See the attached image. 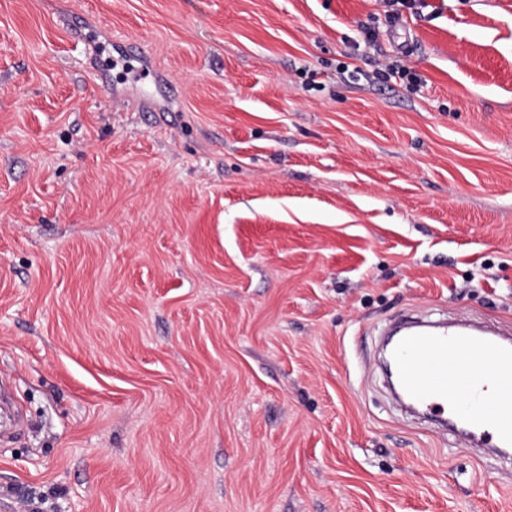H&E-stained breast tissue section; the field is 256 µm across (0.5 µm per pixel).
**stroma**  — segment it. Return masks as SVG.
Returning <instances> with one entry per match:
<instances>
[{"label": "stroma", "instance_id": "obj_1", "mask_svg": "<svg viewBox=\"0 0 512 512\" xmlns=\"http://www.w3.org/2000/svg\"><path fill=\"white\" fill-rule=\"evenodd\" d=\"M406 313L512 328V0H0V512H512Z\"/></svg>", "mask_w": 512, "mask_h": 512}]
</instances>
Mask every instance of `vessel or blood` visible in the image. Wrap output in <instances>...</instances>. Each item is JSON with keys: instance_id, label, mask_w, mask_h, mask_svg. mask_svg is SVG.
<instances>
[{"instance_id": "vessel-or-blood-1", "label": "vessel or blood", "mask_w": 512, "mask_h": 512, "mask_svg": "<svg viewBox=\"0 0 512 512\" xmlns=\"http://www.w3.org/2000/svg\"><path fill=\"white\" fill-rule=\"evenodd\" d=\"M402 391L468 435L512 447V339L486 329L405 324L394 349Z\"/></svg>"}]
</instances>
